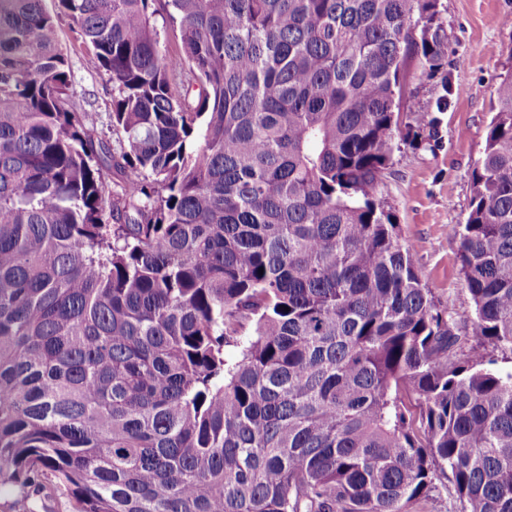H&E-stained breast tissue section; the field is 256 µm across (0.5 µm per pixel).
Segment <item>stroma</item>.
I'll return each mask as SVG.
<instances>
[{
  "instance_id": "1",
  "label": "stroma",
  "mask_w": 512,
  "mask_h": 512,
  "mask_svg": "<svg viewBox=\"0 0 512 512\" xmlns=\"http://www.w3.org/2000/svg\"><path fill=\"white\" fill-rule=\"evenodd\" d=\"M448 31V66L453 104L443 117L435 149L402 146L381 176L377 196L399 226L400 239L415 248L422 280L452 312L456 331L469 333L473 303L458 260L453 226L464 223L472 195L471 172L481 159L500 75L512 67V0H441ZM68 53L72 102L93 112L99 129L109 127L112 83L92 51L77 40L69 19L59 16ZM0 512H75L66 491L47 486L23 498L17 488H0Z\"/></svg>"
}]
</instances>
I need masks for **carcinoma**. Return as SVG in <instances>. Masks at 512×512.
Instances as JSON below:
<instances>
[{"instance_id":"obj_1","label":"carcinoma","mask_w":512,"mask_h":512,"mask_svg":"<svg viewBox=\"0 0 512 512\" xmlns=\"http://www.w3.org/2000/svg\"><path fill=\"white\" fill-rule=\"evenodd\" d=\"M44 2L0 0V486L405 512L444 478L512 512V68L453 229L459 336L376 196L452 103L440 0H58L114 148ZM58 25L62 47L68 52L73 89L72 102L79 112H93L98 128L103 130L112 146L108 113L111 112L112 82L98 67L93 52L77 41L69 19L59 14ZM439 90L438 79H430L417 73L406 88V95H412L416 109L423 110L436 97Z\"/></svg>"}]
</instances>
